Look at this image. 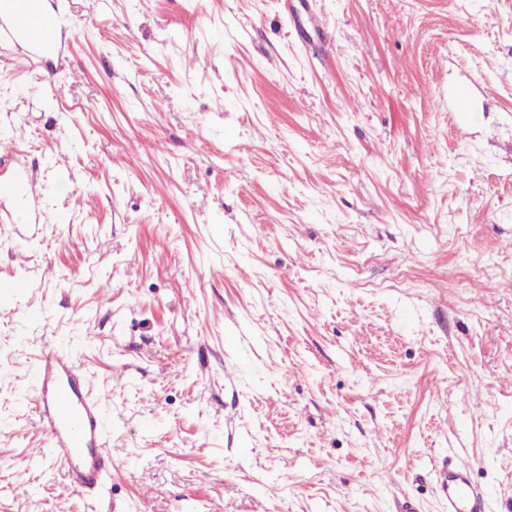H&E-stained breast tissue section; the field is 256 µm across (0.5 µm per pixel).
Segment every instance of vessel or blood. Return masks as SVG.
Returning a JSON list of instances; mask_svg holds the SVG:
<instances>
[{
    "label": "vessel or blood",
    "instance_id": "b4317fda",
    "mask_svg": "<svg viewBox=\"0 0 512 512\" xmlns=\"http://www.w3.org/2000/svg\"><path fill=\"white\" fill-rule=\"evenodd\" d=\"M58 22L45 14L43 0H0V41L25 46L30 65H38L58 49ZM37 402L51 457L80 493L99 491L112 466L106 449L102 396L85 385V370L72 355L43 345L35 361ZM437 484L446 512H483L468 468L444 466Z\"/></svg>",
    "mask_w": 512,
    "mask_h": 512
}]
</instances>
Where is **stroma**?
<instances>
[{
    "instance_id": "35a3bbf8",
    "label": "stroma",
    "mask_w": 512,
    "mask_h": 512,
    "mask_svg": "<svg viewBox=\"0 0 512 512\" xmlns=\"http://www.w3.org/2000/svg\"><path fill=\"white\" fill-rule=\"evenodd\" d=\"M47 6V69L0 46V180L33 182L0 197V512H445L444 461L504 512L512 0ZM45 334L106 398L102 493L29 457Z\"/></svg>"
}]
</instances>
